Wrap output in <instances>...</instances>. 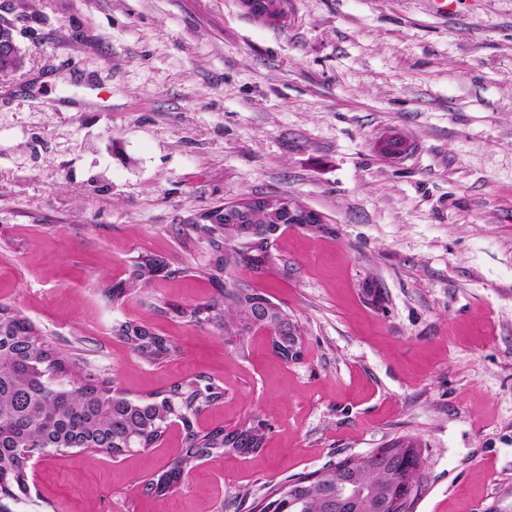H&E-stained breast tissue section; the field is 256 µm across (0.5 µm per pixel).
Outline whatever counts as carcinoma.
Wrapping results in <instances>:
<instances>
[{
	"mask_svg": "<svg viewBox=\"0 0 512 512\" xmlns=\"http://www.w3.org/2000/svg\"><path fill=\"white\" fill-rule=\"evenodd\" d=\"M205 238L213 258L203 274L216 285L220 300L177 311L202 324L216 322L226 336H238L237 324L251 314L248 299L225 287L224 241L212 236L213 224L193 225ZM167 270L157 256H139L132 262L125 286H109L112 301L123 300L128 291L146 285ZM117 334L147 363H160L172 354L169 340L135 321L119 324ZM224 392L201 378L173 385L161 398L131 400L119 393L112 381L70 369L45 336L15 308L0 305V512H19L29 488L27 468L31 458L51 457L75 448H101L122 454L150 447L173 419L187 431L184 448L167 469L147 484L158 497L172 491L197 461L229 449L255 452L265 441L261 422H244L234 428L207 432L193 429L201 410L222 399ZM406 466L408 485L405 512H412L420 488L421 461H399ZM353 486L364 491L380 488L390 472L368 457L352 462ZM320 485L307 498L295 501L289 490L307 484L303 474L271 487L262 497L259 512H327L323 499L336 493V465L317 471Z\"/></svg>",
	"mask_w": 512,
	"mask_h": 512,
	"instance_id": "cac0c4a2",
	"label": "carcinoma"
}]
</instances>
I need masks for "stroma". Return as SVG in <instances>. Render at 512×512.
Instances as JSON below:
<instances>
[{
	"label": "stroma",
	"mask_w": 512,
	"mask_h": 512,
	"mask_svg": "<svg viewBox=\"0 0 512 512\" xmlns=\"http://www.w3.org/2000/svg\"><path fill=\"white\" fill-rule=\"evenodd\" d=\"M281 8L273 27L241 0H0L26 57L0 75V305L127 398L200 377L224 397L197 430L266 427L161 498L178 424L118 457L33 459L23 512H251L398 438L423 454L413 512H512V0ZM270 194L331 228L232 273L298 322L294 362L173 312L218 295L188 217ZM141 254L170 275L112 302ZM129 319L172 356H136ZM124 342L144 362L160 363L173 352L167 338L147 329L135 321L119 324L116 329Z\"/></svg>",
	"instance_id": "35a3bbf8"
}]
</instances>
